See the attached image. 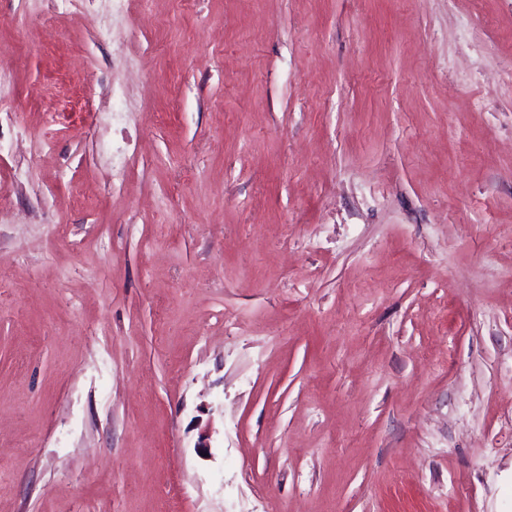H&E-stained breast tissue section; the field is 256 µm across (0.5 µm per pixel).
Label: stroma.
<instances>
[{"label":"stroma","instance_id":"1","mask_svg":"<svg viewBox=\"0 0 512 512\" xmlns=\"http://www.w3.org/2000/svg\"><path fill=\"white\" fill-rule=\"evenodd\" d=\"M1 65L0 512H512V0H0Z\"/></svg>","mask_w":512,"mask_h":512}]
</instances>
